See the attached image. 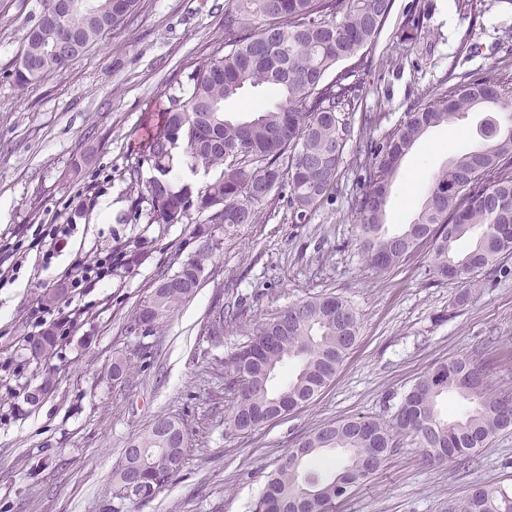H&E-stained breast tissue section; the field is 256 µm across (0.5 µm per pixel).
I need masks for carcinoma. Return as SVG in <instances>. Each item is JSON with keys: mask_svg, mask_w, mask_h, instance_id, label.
<instances>
[{"mask_svg": "<svg viewBox=\"0 0 512 512\" xmlns=\"http://www.w3.org/2000/svg\"><path fill=\"white\" fill-rule=\"evenodd\" d=\"M224 9V52L198 70L186 100L169 97L162 130L135 157L130 183L143 166L155 170L147 192L157 224H180L190 211L208 213L192 230L196 249L158 280L127 326L131 333H156L190 300L209 275L208 262L219 248L215 232L233 224H258L262 207L277 188L289 189L294 219L306 220L334 191L351 125L341 118L362 91L360 73L371 67L367 49L391 17L394 0H231ZM138 0H46L45 10L26 36L15 69L26 86L61 70L78 54L62 36L57 17L77 47L121 29ZM428 19L426 4L411 5L401 17L398 37L416 40ZM344 61L345 68H338ZM248 89L276 98L260 102L242 119L224 103ZM504 81L471 75L413 103L400 127L381 139H366L360 150L363 189L352 198L358 218L359 248L370 268L386 271L428 246L433 273L462 285L481 269L497 277L512 255V115ZM491 113L479 141L435 172L424 189L422 207L411 224L386 229L387 209L406 155L433 128L469 113ZM186 142L193 164L220 169L219 177L194 192L175 188L168 178L171 153ZM467 240L465 251L457 243ZM122 260L112 276L122 277L141 255L126 240L113 239ZM250 318L243 299L212 311L210 341L224 326ZM248 340L224 358V433L251 432L288 409L314 400L335 378L360 334V318L343 299L320 294L292 304L275 316L249 325ZM53 336L31 343L29 359H49ZM293 366L279 387L280 369ZM454 394L464 408L453 417L440 401ZM167 424L161 431L159 424ZM512 429V391L492 388L488 369L468 355L442 362L420 376L388 421L362 417L329 421L302 436L280 463L264 475L253 512H332L336 500L367 481L400 447L413 440L426 459L466 463L500 431ZM342 449L335 469L322 476L305 468L307 459ZM186 438L173 419L158 417L131 440L115 475L117 492L131 501L152 496L184 466ZM448 512H512V495L499 487L474 484L448 502Z\"/></svg>", "mask_w": 512, "mask_h": 512, "instance_id": "obj_1", "label": "carcinoma"}]
</instances>
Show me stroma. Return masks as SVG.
<instances>
[{
	"mask_svg": "<svg viewBox=\"0 0 512 512\" xmlns=\"http://www.w3.org/2000/svg\"><path fill=\"white\" fill-rule=\"evenodd\" d=\"M228 0H139L118 35L103 39L61 72L29 85L14 78L29 29L44 0H0V242L29 243L45 224L75 219L68 247L42 268L28 255L14 282L0 287V512H252L263 474L295 441L329 420H387L415 379L461 353L487 365L493 388L512 390V276L477 273V288L457 304L460 284L432 273L429 251L388 271L367 265L355 239L350 199L362 188L352 134L338 183L327 200L295 222L287 190L274 193L260 223L220 236L209 276L152 336L126 325L170 265L177 247L193 249L192 230L152 221L143 169L137 189L126 176L138 148L156 132L169 96H187L197 70L224 44ZM412 0H395L394 18L370 52L360 111L375 113L369 135L397 127L411 103L470 74L512 75V0H482L477 16L454 0H427L415 43H401L395 19ZM482 113L431 130L405 157L388 206L387 228L412 223L421 188L448 158L478 140ZM94 208L73 213L78 196ZM143 259L125 278L102 282L78 299L83 315L55 357L35 367L17 350L28 336L26 307L59 280L78 255L94 257L113 237ZM247 298L253 319L271 317L318 294L346 300L360 337L316 400L244 435L224 433V357L246 340L227 327L222 342L204 329L226 282ZM131 359L130 377L112 378V358ZM54 372L55 387L27 396ZM175 419L188 460L161 490L137 502L120 498L112 476L128 442L157 416ZM477 482L512 492V430L499 432L469 466L427 463L404 442L334 512H445Z\"/></svg>",
	"mask_w": 512,
	"mask_h": 512,
	"instance_id": "obj_1",
	"label": "stroma"
}]
</instances>
